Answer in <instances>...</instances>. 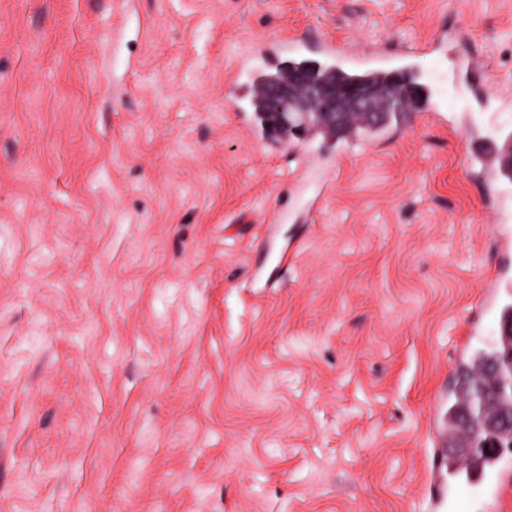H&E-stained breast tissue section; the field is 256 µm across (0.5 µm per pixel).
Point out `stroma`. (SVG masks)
<instances>
[{
  "instance_id": "1",
  "label": "stroma",
  "mask_w": 512,
  "mask_h": 512,
  "mask_svg": "<svg viewBox=\"0 0 512 512\" xmlns=\"http://www.w3.org/2000/svg\"><path fill=\"white\" fill-rule=\"evenodd\" d=\"M291 35L512 94V0H0L5 512H442L512 180L437 86L377 144L264 136L231 75Z\"/></svg>"
}]
</instances>
